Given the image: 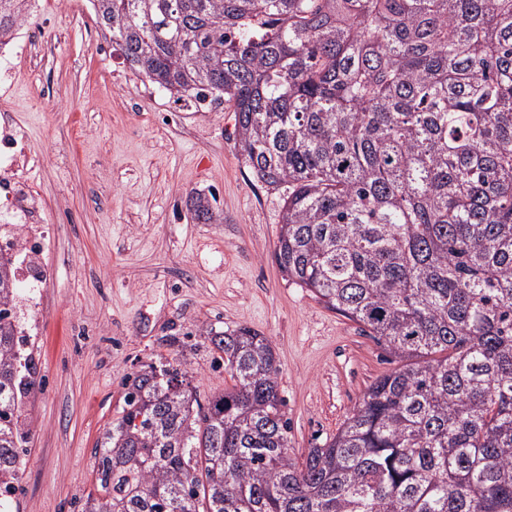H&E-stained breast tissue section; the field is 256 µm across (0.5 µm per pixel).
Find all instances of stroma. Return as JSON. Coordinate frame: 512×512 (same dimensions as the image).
I'll return each instance as SVG.
<instances>
[{"instance_id":"1","label":"stroma","mask_w":512,"mask_h":512,"mask_svg":"<svg viewBox=\"0 0 512 512\" xmlns=\"http://www.w3.org/2000/svg\"><path fill=\"white\" fill-rule=\"evenodd\" d=\"M36 11L19 29L31 49L0 79V114L26 132L18 178L42 199L39 223L0 224L37 379L11 512H79L141 364L172 362L204 399L229 386L212 331L245 325L269 338L292 456L323 443L394 365L362 326L280 272L284 189L245 164L232 112L174 101L134 75L88 0H39ZM201 193L217 200L214 223L190 209Z\"/></svg>"}]
</instances>
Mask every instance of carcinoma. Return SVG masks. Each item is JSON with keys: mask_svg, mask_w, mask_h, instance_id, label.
<instances>
[{"mask_svg": "<svg viewBox=\"0 0 512 512\" xmlns=\"http://www.w3.org/2000/svg\"><path fill=\"white\" fill-rule=\"evenodd\" d=\"M32 2L0 0L1 39ZM90 2L134 74L233 108L245 163L288 186L281 273L397 367L296 460L267 337L211 336L233 385L205 408L145 363L81 512H512V0ZM18 290L1 259L0 512L36 384Z\"/></svg>", "mask_w": 512, "mask_h": 512, "instance_id": "1", "label": "carcinoma"}]
</instances>
